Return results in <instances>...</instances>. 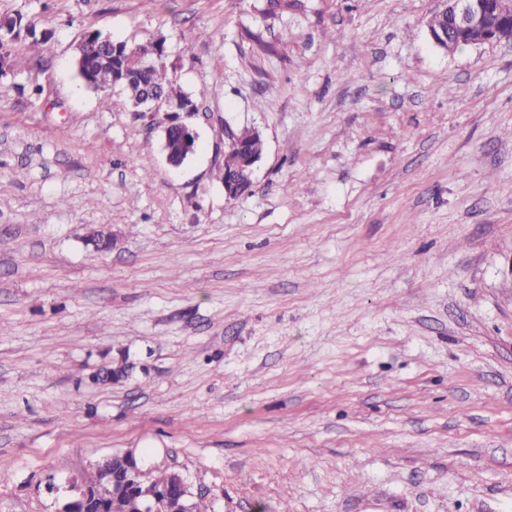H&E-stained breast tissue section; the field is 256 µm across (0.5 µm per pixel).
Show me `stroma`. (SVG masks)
Instances as JSON below:
<instances>
[{"label": "stroma", "mask_w": 512, "mask_h": 512, "mask_svg": "<svg viewBox=\"0 0 512 512\" xmlns=\"http://www.w3.org/2000/svg\"><path fill=\"white\" fill-rule=\"evenodd\" d=\"M438 7L0 0L52 32L0 79V512L129 450L212 512H512V44L442 51ZM87 31L165 38L181 170ZM228 123L264 139L233 200Z\"/></svg>", "instance_id": "35a3bbf8"}]
</instances>
